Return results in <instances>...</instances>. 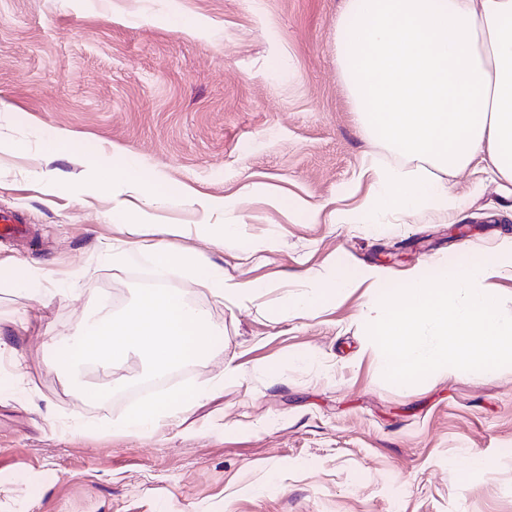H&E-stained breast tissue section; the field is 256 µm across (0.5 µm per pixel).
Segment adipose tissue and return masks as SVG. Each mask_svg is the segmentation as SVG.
Listing matches in <instances>:
<instances>
[{
  "instance_id": "1",
  "label": "adipose tissue",
  "mask_w": 512,
  "mask_h": 512,
  "mask_svg": "<svg viewBox=\"0 0 512 512\" xmlns=\"http://www.w3.org/2000/svg\"><path fill=\"white\" fill-rule=\"evenodd\" d=\"M336 64L360 129L398 154L440 171L475 165L512 182V0H343L336 19ZM100 184L124 185L153 199L167 195L163 178L142 173L134 161L97 170ZM377 185L361 211L332 212L338 224H372L391 213L427 207L453 215L463 204L440 179L394 170L376 173ZM161 240L129 244L113 254L124 262L146 254L154 274L173 266L193 270L215 297L245 300L259 284L226 278ZM215 334L204 315L163 288H143L132 309L92 319L54 364L87 360L111 364L141 355L160 373L209 351Z\"/></svg>"
}]
</instances>
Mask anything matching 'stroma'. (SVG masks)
Masks as SVG:
<instances>
[{
  "label": "stroma",
  "instance_id": "obj_1",
  "mask_svg": "<svg viewBox=\"0 0 512 512\" xmlns=\"http://www.w3.org/2000/svg\"><path fill=\"white\" fill-rule=\"evenodd\" d=\"M341 7L0 0V209L28 227L0 239V260L26 276L0 284V512H512V366L388 382L359 279L395 284L495 250L512 237V183L475 166L442 174L468 200L451 219L309 220L364 205V166L419 167L360 132L336 65ZM179 16L197 27L176 28ZM58 132L69 138L57 146ZM116 157L162 176L168 197L97 184L93 162ZM187 189L227 204L202 214ZM116 196L137 225L113 223ZM202 222L238 232L216 244ZM158 224L183 225L171 247L264 291L221 301L172 268L166 288L218 339L147 394L134 358L54 368L93 315L131 305L152 264L116 265L112 252ZM340 272L354 282L335 300L282 313ZM205 382L213 392L187 412L119 430L139 405Z\"/></svg>",
  "mask_w": 512,
  "mask_h": 512
}]
</instances>
